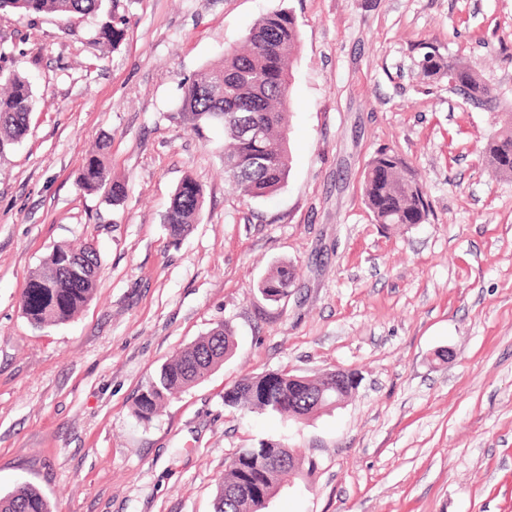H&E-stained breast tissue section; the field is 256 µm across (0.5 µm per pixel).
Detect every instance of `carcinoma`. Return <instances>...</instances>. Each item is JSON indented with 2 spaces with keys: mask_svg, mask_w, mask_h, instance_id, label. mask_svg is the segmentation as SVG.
I'll return each instance as SVG.
<instances>
[{
  "mask_svg": "<svg viewBox=\"0 0 512 512\" xmlns=\"http://www.w3.org/2000/svg\"><path fill=\"white\" fill-rule=\"evenodd\" d=\"M103 0H0V13L26 15H92L101 11ZM126 20L112 16L101 35L117 45L123 38ZM300 41L294 15L276 10L256 23L244 45L224 55V60L200 69L184 88L180 116L193 130L217 125L224 130V173L244 198L273 194L288 179L290 150L287 131L291 114L289 64ZM422 70L428 76L448 71L463 92L488 104L496 101L494 89L480 71L434 53L424 56ZM33 91L28 79L13 73L0 85V156L11 150L29 130ZM257 122L265 128L261 140L242 138L237 123ZM111 138L102 136L88 153L78 178L79 189L105 191L112 204L126 196L125 182L112 177L106 155ZM484 156L501 177L512 178V111L498 113V130L487 142ZM365 204L378 224H423L430 207L420 185L406 164L383 150L368 163L363 180ZM203 205L201 186L191 177L177 186L166 214L171 236L178 238L196 223ZM101 271L96 248L58 244L31 273L21 297L27 321L44 328L73 319L93 298ZM295 283V269L288 262L273 265L258 284L268 301L288 297ZM235 346L231 328L221 323L163 364L136 401L135 416L149 422L176 393L204 381L224 364ZM323 376L304 377L306 384L293 381L288 372L245 376L224 391V406L238 411L264 412L286 417H304L337 400L345 399L358 385L354 373L329 390V401L318 406L303 404L302 392L317 389ZM282 455L293 458L292 472H312L315 463L304 460L294 449L274 442L241 448L224 469L218 482L215 512H257L256 500L236 491L251 486L272 496L281 487L287 470L267 469L260 460ZM0 512H53L48 499L36 487L24 484L0 497Z\"/></svg>",
  "mask_w": 512,
  "mask_h": 512,
  "instance_id": "obj_1",
  "label": "carcinoma"
}]
</instances>
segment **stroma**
<instances>
[{
    "instance_id": "1",
    "label": "stroma",
    "mask_w": 512,
    "mask_h": 512,
    "mask_svg": "<svg viewBox=\"0 0 512 512\" xmlns=\"http://www.w3.org/2000/svg\"><path fill=\"white\" fill-rule=\"evenodd\" d=\"M300 28L291 170L267 197L224 176V133L180 120L183 87L267 14ZM105 14L0 16V75L29 77L23 140L0 158V496L38 488L54 512H214L232 455L273 441L314 460L268 512H512V179L482 148L512 109V0H119ZM477 62L498 104L422 72L426 53ZM110 135L123 204L77 185ZM398 155L426 223H374L368 162ZM199 221L164 222L185 176ZM95 244L94 300L37 329L21 295L54 245ZM296 281L278 303L272 264ZM229 324L233 357L138 421L176 352ZM340 368L358 388L305 421L238 413L224 391L269 371ZM295 283V269L291 263L273 265L258 284V291L268 301L279 302L288 297Z\"/></svg>"
}]
</instances>
